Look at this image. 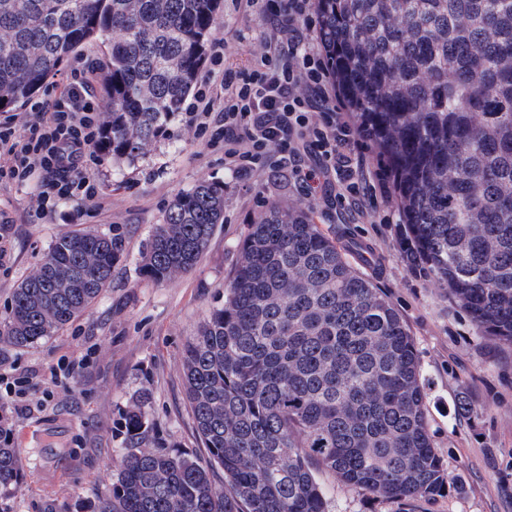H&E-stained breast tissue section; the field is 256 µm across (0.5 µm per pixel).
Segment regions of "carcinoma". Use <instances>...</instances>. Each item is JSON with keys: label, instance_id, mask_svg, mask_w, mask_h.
Returning a JSON list of instances; mask_svg holds the SVG:
<instances>
[{"label": "carcinoma", "instance_id": "carcinoma-1", "mask_svg": "<svg viewBox=\"0 0 512 512\" xmlns=\"http://www.w3.org/2000/svg\"><path fill=\"white\" fill-rule=\"evenodd\" d=\"M223 0H0V112L23 107L87 40L109 42V162L147 155L194 92ZM339 103L390 185L407 260L480 331L512 345V0H315ZM224 223V184L171 202L144 266L192 269ZM116 238L71 234L14 290L6 337L27 347L84 312ZM186 398L203 465L160 445L139 401L97 512H327L316 471L376 497L448 488L426 391L393 305L302 210L251 225L224 305L188 342ZM224 471V488L213 484ZM22 469L0 429V489Z\"/></svg>", "mask_w": 512, "mask_h": 512}]
</instances>
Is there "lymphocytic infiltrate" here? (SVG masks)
Instances as JSON below:
<instances>
[{"label": "lymphocytic infiltrate", "mask_w": 512, "mask_h": 512, "mask_svg": "<svg viewBox=\"0 0 512 512\" xmlns=\"http://www.w3.org/2000/svg\"><path fill=\"white\" fill-rule=\"evenodd\" d=\"M236 2L270 24L265 50L248 68L236 69L224 63L223 40H214L212 77L183 105L186 122L206 147L223 150L224 167L238 184L270 169L298 184L323 216L348 211L368 219L375 182L367 174L366 145L332 96L309 0ZM215 77L220 98L213 93ZM104 125L94 70L79 64L23 117L0 121V181H39L36 203L46 215L66 201L104 210L100 188L84 170Z\"/></svg>", "instance_id": "lymphocytic-infiltrate-1"}]
</instances>
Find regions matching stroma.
<instances>
[{"label": "stroma", "instance_id": "1", "mask_svg": "<svg viewBox=\"0 0 512 512\" xmlns=\"http://www.w3.org/2000/svg\"><path fill=\"white\" fill-rule=\"evenodd\" d=\"M266 29L228 2L212 36L223 39L226 64L244 68ZM107 52L106 43L89 40L50 83L63 84L85 62L95 70L96 88L104 89ZM89 172L106 198L105 210L72 201L52 220L34 205L38 181L0 182V218L9 223L11 241V259L0 266V322L15 288L58 238L89 232L119 243L112 281L89 309L31 346L0 339V374L32 375L45 394L43 406L12 418L11 443L22 470L17 488L0 493V512H95L124 453L122 413L143 394L150 397L145 410L156 440L206 460L185 396V347L223 305L242 240L275 203L305 211L339 247L354 240L369 246L367 258L350 261L394 304L414 340L428 428L448 478L439 496L397 501L321 472L327 512H512V346L479 333L447 288L403 259L387 190L377 192L374 223H352L342 212L322 217L294 182L271 171L257 173L247 187L234 184L223 152L206 148L180 118L145 158L93 163ZM201 182L224 183V221L193 269L155 282L144 272L146 244L175 196ZM461 398L470 413L458 412Z\"/></svg>", "mask_w": 512, "mask_h": 512}]
</instances>
